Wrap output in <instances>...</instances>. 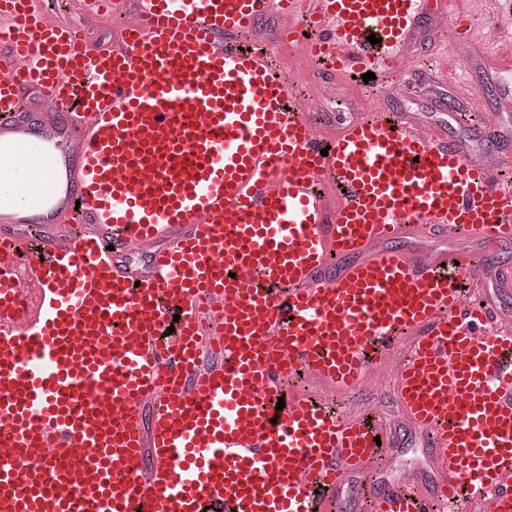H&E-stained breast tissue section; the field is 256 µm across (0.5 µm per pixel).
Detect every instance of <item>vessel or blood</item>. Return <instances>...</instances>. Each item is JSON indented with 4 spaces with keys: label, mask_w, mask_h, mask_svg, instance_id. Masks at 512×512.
I'll return each instance as SVG.
<instances>
[{
    "label": "vessel or blood",
    "mask_w": 512,
    "mask_h": 512,
    "mask_svg": "<svg viewBox=\"0 0 512 512\" xmlns=\"http://www.w3.org/2000/svg\"><path fill=\"white\" fill-rule=\"evenodd\" d=\"M74 2L111 44L0 0V512H332L355 473L364 512H512V328L470 300L512 266L394 246L511 240L512 175L383 105L313 120L288 76L395 94L432 0ZM269 15L277 48L248 44ZM405 339L426 490L372 473V411L299 385Z\"/></svg>",
    "instance_id": "1"
}]
</instances>
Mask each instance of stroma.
I'll return each mask as SVG.
<instances>
[{"instance_id":"obj_1","label":"stroma","mask_w":512,"mask_h":512,"mask_svg":"<svg viewBox=\"0 0 512 512\" xmlns=\"http://www.w3.org/2000/svg\"><path fill=\"white\" fill-rule=\"evenodd\" d=\"M444 14L424 17L406 50L407 60L400 68L411 85L409 97L400 99L394 108L414 118L440 127L449 139L465 142L469 149H481L482 143L469 125L456 124L450 116L456 112H476L493 116L501 136L498 159L512 165V109L504 108L501 98L512 91V61L501 58L496 46L484 38L488 26L503 19L496 0H445ZM465 11L476 20V27L466 41V52L458 57V83L430 86L423 79L426 67L451 51L453 31L448 18ZM288 75L295 85L306 88V106L314 115H334L336 112H361L365 101L374 92L371 85L350 84L341 80L325 84L314 79L304 56H296L288 66ZM393 360L385 358L357 388L336 390L335 386L314 378L302 379L308 393L350 410L369 407L386 426L395 440L384 476L395 480L412 473L428 474L429 459L421 438L413 432L395 399Z\"/></svg>"}]
</instances>
